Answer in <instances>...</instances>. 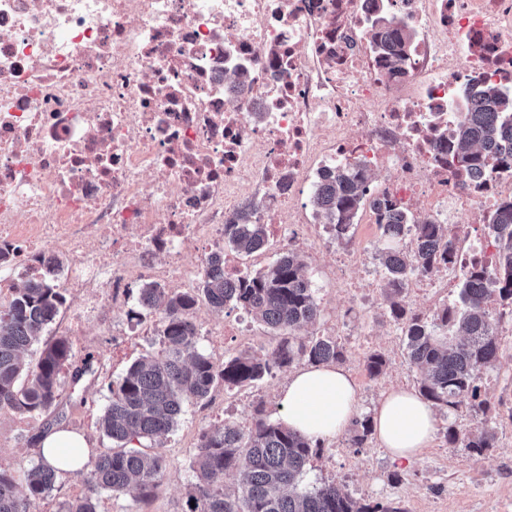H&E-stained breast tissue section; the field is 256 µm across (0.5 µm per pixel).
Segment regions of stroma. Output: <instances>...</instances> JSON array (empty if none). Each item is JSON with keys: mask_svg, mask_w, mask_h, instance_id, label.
<instances>
[{"mask_svg": "<svg viewBox=\"0 0 512 512\" xmlns=\"http://www.w3.org/2000/svg\"><path fill=\"white\" fill-rule=\"evenodd\" d=\"M307 275L311 281L320 315L313 328L322 335L327 325L340 331V344L347 350L343 365L359 388L363 411H371L390 390L419 385L417 372L406 362L405 336L400 325L387 313L383 274L377 262H370L367 286L352 300L339 299L336 281L330 272L332 254L306 253ZM79 307L74 295H67L65 306L44 338L68 336L73 351L71 370L64 373L62 395L56 406L30 421H18L16 415L0 411V468L22 475L38 463L35 440L53 426H60L85 436L91 453L108 447L109 442L98 429L97 419L112 397V390L133 361L158 352L156 336L138 337L129 349L113 351L111 337L103 326L87 328L85 335H74L71 323ZM242 317L256 336L257 349L269 352L277 344L267 328L242 316L240 308L226 306L223 314H214L206 303H199L194 317L201 334L199 346L210 351L207 332L223 326L225 318ZM385 355L387 365L377 378L364 369L370 353ZM92 357L91 372L74 379V368ZM287 373L260 382L227 390L232 404L227 415L204 418L202 403H184L174 431L167 438L163 452L167 471L154 497L147 502L135 500L129 493L103 492L99 495V512H186L187 499L194 481L192 462L197 440L204 430L222 426L225 420L252 418L256 404L268 409L278 407L279 388ZM482 395L490 403L487 414L461 418L458 413L442 414V426H454L460 433L474 435L482 431L494 434V446L483 455H471L464 445L450 447L443 434H436L430 448L415 462L393 460L368 438L363 447H355L351 434H343L324 445L322 452L306 468L304 488L333 482L352 497L371 504L399 508L400 512H512V335L499 339L498 359L485 372Z\"/></svg>", "mask_w": 512, "mask_h": 512, "instance_id": "obj_1", "label": "stroma"}]
</instances>
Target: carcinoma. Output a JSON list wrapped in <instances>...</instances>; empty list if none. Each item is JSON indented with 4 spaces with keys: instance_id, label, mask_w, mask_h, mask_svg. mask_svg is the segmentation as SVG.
I'll list each match as a JSON object with an SVG mask.
<instances>
[{
    "instance_id": "1",
    "label": "carcinoma",
    "mask_w": 512,
    "mask_h": 512,
    "mask_svg": "<svg viewBox=\"0 0 512 512\" xmlns=\"http://www.w3.org/2000/svg\"><path fill=\"white\" fill-rule=\"evenodd\" d=\"M375 25L384 29L380 49L392 68L401 69L411 33L391 27L383 14L375 17ZM465 104V118L448 144V164L467 173L512 174V94L480 87L465 94ZM369 192L368 175L358 164L337 169L319 188L317 214L331 225L337 240H351L350 229ZM375 210L384 241L375 260L383 271L388 312L405 332L408 365L420 374L421 395L448 411L456 410L465 395L475 412L486 413L489 403L481 398V379L483 370L497 361L499 349L487 297L512 306V200L502 201L492 217L500 249L495 268L470 272L459 294L462 307H445L430 323L408 313L402 294L411 276L448 267L451 230L389 200L377 202ZM407 230L414 239L410 250L401 244ZM225 244L238 255L259 254L267 246L266 226L250 221L245 212L239 223L225 225ZM305 268L304 256L288 250L269 266L245 269L238 279L226 281L217 258L193 293H169L153 283L139 289L140 307L158 314L162 350L135 361L112 393L99 422L112 446L85 464L90 494L63 503L60 512H98L97 494L102 491L132 492L140 501L150 500L165 475L162 447L183 402L205 401L217 381L229 388L243 386L301 362L344 361L345 350L335 339L298 335L320 314ZM53 281L49 274L23 280L0 310V411L31 417L58 403L60 375L73 357L69 339L60 335L46 341L33 365L24 359L66 303ZM201 300L217 313L229 304L246 310L279 337L276 347L269 354L245 352L217 364L198 348L193 314ZM385 366L379 353L364 359L372 379ZM355 426L352 442L360 447L372 434L370 417L355 420ZM146 440L154 451L138 448ZM493 442L494 435L483 431L467 438L465 447L481 454ZM321 450L322 443L288 429L259 403L249 430L226 420L222 427L200 434L193 466L196 482L189 494L194 506L188 512H400L363 503L334 483L301 488L305 466ZM230 471L238 476L232 490L224 488V473ZM58 477L59 471L42 463L27 469L20 481L0 469V512H30L34 501L54 491Z\"/></svg>"
}]
</instances>
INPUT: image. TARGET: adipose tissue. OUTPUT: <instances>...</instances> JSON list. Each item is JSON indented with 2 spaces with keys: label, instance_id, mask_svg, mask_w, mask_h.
Returning <instances> with one entry per match:
<instances>
[{
  "label": "adipose tissue",
  "instance_id": "obj_1",
  "mask_svg": "<svg viewBox=\"0 0 512 512\" xmlns=\"http://www.w3.org/2000/svg\"><path fill=\"white\" fill-rule=\"evenodd\" d=\"M282 420L312 442L329 443L344 434L360 413L358 389L343 367L328 364L292 373L278 396ZM377 441L393 459L411 462L434 440L439 419L433 407L414 391L388 392L372 414ZM44 464L67 472L81 470L85 457L63 459L61 449H87L81 434L52 428L36 442Z\"/></svg>",
  "mask_w": 512,
  "mask_h": 512
}]
</instances>
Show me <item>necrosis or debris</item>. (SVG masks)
I'll return each mask as SVG.
<instances>
[{
  "label": "necrosis or debris",
  "instance_id": "necrosis-or-debris-1",
  "mask_svg": "<svg viewBox=\"0 0 512 512\" xmlns=\"http://www.w3.org/2000/svg\"><path fill=\"white\" fill-rule=\"evenodd\" d=\"M415 33L392 69L370 26ZM512 87V0H0V270L67 256L86 328L133 285L194 288L226 253L246 187L254 222L290 249L334 252L344 295L365 268L317 221L325 173L360 162L371 200L460 217L444 280L497 258L489 218L512 177L448 165L469 87Z\"/></svg>",
  "mask_w": 512,
  "mask_h": 512
}]
</instances>
